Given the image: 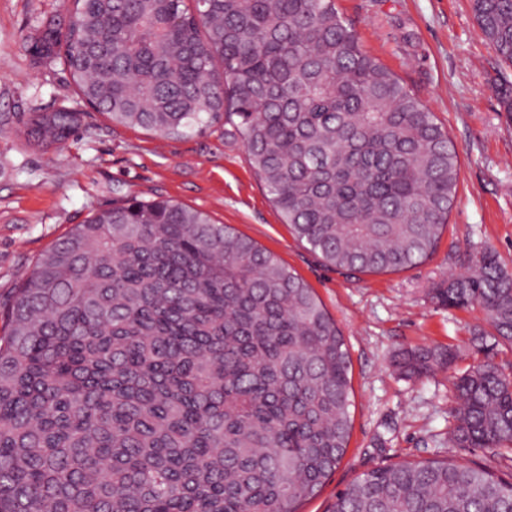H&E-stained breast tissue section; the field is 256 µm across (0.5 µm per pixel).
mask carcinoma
Instances as JSON below:
<instances>
[{
	"label": "carcinoma",
	"instance_id": "cac0c4a2",
	"mask_svg": "<svg viewBox=\"0 0 512 512\" xmlns=\"http://www.w3.org/2000/svg\"><path fill=\"white\" fill-rule=\"evenodd\" d=\"M30 46L111 121L163 137L219 118L285 223L331 267L399 272L448 226L458 154L428 106L365 52L336 0H74ZM512 67V0H472ZM512 117V82L498 86ZM80 113L24 112L48 150ZM512 345V274L489 247L432 289ZM0 512H300L352 427L344 336L312 288L251 238L169 199L89 215L0 301ZM448 348L395 358L409 378ZM455 448L512 455V372L452 376ZM333 512H512V481L452 459L378 466Z\"/></svg>",
	"mask_w": 512,
	"mask_h": 512
}]
</instances>
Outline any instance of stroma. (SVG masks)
<instances>
[{
	"label": "stroma",
	"mask_w": 512,
	"mask_h": 512,
	"mask_svg": "<svg viewBox=\"0 0 512 512\" xmlns=\"http://www.w3.org/2000/svg\"><path fill=\"white\" fill-rule=\"evenodd\" d=\"M72 7V0H0V116L58 108L83 115L74 136L45 152L28 148L15 124L0 126V299L90 213L130 196L171 199L275 253L343 332L352 364L349 447L302 512H330L338 491L404 460L453 458L511 479V461L453 447L455 393L446 371L409 379L392 365L399 351L438 346L457 353L460 370L487 359L512 366L511 346H474V334L488 328L479 308H445L431 295L482 245L512 272V121L496 93L512 68L503 69L481 36L471 0H337L363 49L435 113L461 163L434 255L400 272L357 278L327 266L284 224L231 125L218 121L167 138L114 123L78 96L59 63L36 59L32 39L47 25H66Z\"/></svg>",
	"instance_id": "obj_1"
}]
</instances>
